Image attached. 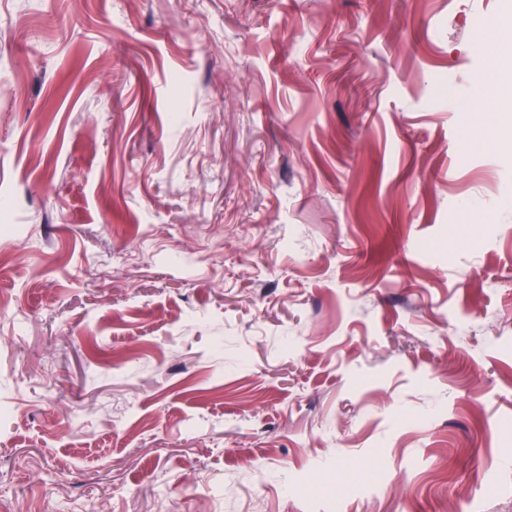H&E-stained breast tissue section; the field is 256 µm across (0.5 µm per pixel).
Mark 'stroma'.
<instances>
[{"label": "stroma", "instance_id": "obj_1", "mask_svg": "<svg viewBox=\"0 0 512 512\" xmlns=\"http://www.w3.org/2000/svg\"><path fill=\"white\" fill-rule=\"evenodd\" d=\"M512 0H0V512H512ZM497 55L490 54L485 65L474 76L477 94L480 96L478 106L482 112H497L502 98L511 97L512 85L502 84L496 80L498 70L495 68Z\"/></svg>", "mask_w": 512, "mask_h": 512}]
</instances>
